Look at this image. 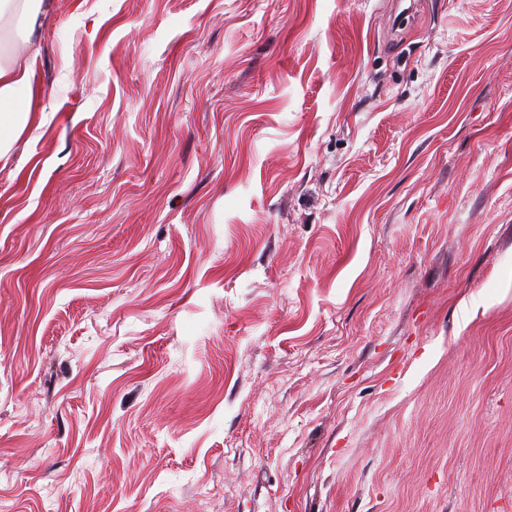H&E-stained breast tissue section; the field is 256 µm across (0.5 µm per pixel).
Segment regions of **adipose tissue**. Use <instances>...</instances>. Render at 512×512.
Wrapping results in <instances>:
<instances>
[{
  "label": "adipose tissue",
  "instance_id": "1",
  "mask_svg": "<svg viewBox=\"0 0 512 512\" xmlns=\"http://www.w3.org/2000/svg\"><path fill=\"white\" fill-rule=\"evenodd\" d=\"M50 8L49 0H0V37L19 31L28 50L24 56L0 52V159L38 121L42 92L33 82V64L43 18Z\"/></svg>",
  "mask_w": 512,
  "mask_h": 512
}]
</instances>
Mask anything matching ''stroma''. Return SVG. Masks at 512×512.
Wrapping results in <instances>:
<instances>
[{
    "mask_svg": "<svg viewBox=\"0 0 512 512\" xmlns=\"http://www.w3.org/2000/svg\"><path fill=\"white\" fill-rule=\"evenodd\" d=\"M0 162V512H512V0H53Z\"/></svg>",
    "mask_w": 512,
    "mask_h": 512,
    "instance_id": "obj_1",
    "label": "stroma"
}]
</instances>
